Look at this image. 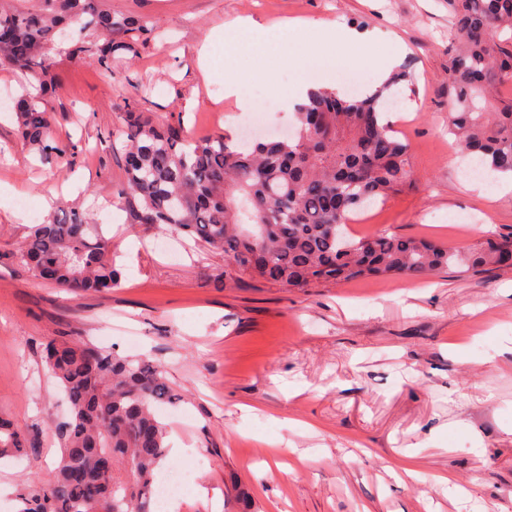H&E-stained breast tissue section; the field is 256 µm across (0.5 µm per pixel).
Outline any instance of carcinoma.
Listing matches in <instances>:
<instances>
[{
    "instance_id": "carcinoma-1",
    "label": "carcinoma",
    "mask_w": 512,
    "mask_h": 512,
    "mask_svg": "<svg viewBox=\"0 0 512 512\" xmlns=\"http://www.w3.org/2000/svg\"><path fill=\"white\" fill-rule=\"evenodd\" d=\"M0 0V67L25 73L15 103L18 132L44 159L66 157L50 136L48 98L56 66L92 60L112 67L129 42L112 34H148L116 17L104 0ZM456 33L448 59V134L490 175H512V0H448ZM341 96L316 88L295 106V129L247 142L226 130L189 138L181 125L149 112L124 113L128 220L158 232L172 227L221 250L249 277L290 288L368 276L419 277L503 266L512 239L471 247L394 233L355 238L358 212L413 181L409 147L381 120L386 92ZM18 259L59 288L97 293L119 284L112 238L90 215L34 225ZM44 361L65 389L71 413L60 426L62 454L53 479L30 484L18 512H152L155 471L167 456L168 429L156 410L184 400L165 368L64 336L45 343ZM26 439L0 417V458L22 456Z\"/></svg>"
}]
</instances>
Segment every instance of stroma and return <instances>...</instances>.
I'll return each mask as SVG.
<instances>
[{
  "instance_id": "35a3bbf8",
  "label": "stroma",
  "mask_w": 512,
  "mask_h": 512,
  "mask_svg": "<svg viewBox=\"0 0 512 512\" xmlns=\"http://www.w3.org/2000/svg\"><path fill=\"white\" fill-rule=\"evenodd\" d=\"M151 34L111 69L57 66L51 136L66 146L47 163L0 111V415L28 440L25 460H0V512H17L21 479L42 483L60 459L69 404L42 358L69 336L160 363L186 402L162 405L167 473L202 464L169 512H512V266L465 274L363 277L287 288L241 275L222 252L131 224L121 210L126 105L181 122L189 136L223 132L238 108L222 72L275 104L282 129L295 84L286 58L224 50L203 80L205 38L239 16L302 19L311 31L376 32L371 59L391 37L412 78L393 124L409 145L415 183L350 223L381 232L474 245L512 237V190L486 202L446 131L448 0H108ZM73 210L104 212L121 278L108 293L78 294L37 278L16 254L32 225ZM414 454L417 476L404 473ZM453 475L458 498L437 484Z\"/></svg>"
}]
</instances>
